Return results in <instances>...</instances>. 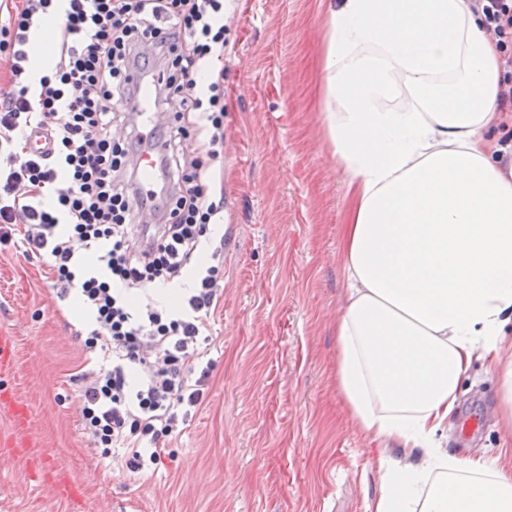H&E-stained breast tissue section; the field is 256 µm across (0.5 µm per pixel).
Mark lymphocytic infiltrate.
<instances>
[{
    "label": "lymphocytic infiltrate",
    "mask_w": 512,
    "mask_h": 512,
    "mask_svg": "<svg viewBox=\"0 0 512 512\" xmlns=\"http://www.w3.org/2000/svg\"><path fill=\"white\" fill-rule=\"evenodd\" d=\"M55 6L64 13L60 58L33 88L24 67L29 32ZM472 7L505 53L510 72L498 103L512 112V0ZM15 10L0 30L10 63L9 86L0 88V238L25 225V250L48 251L60 296H77L91 312L84 346L110 360L83 376V428L103 448L128 449L130 472L146 471L159 453L142 448V438L170 435L179 409L200 402L209 374L202 363L224 247L208 229L224 202L202 183L201 160L180 146L198 138L213 160L224 140V0H20ZM136 70L159 77L157 104L180 105L154 130L129 121ZM118 125L124 138L112 135ZM36 129L52 138L41 154L30 148ZM156 138L165 151L155 187L145 190L129 156ZM138 208L157 223H134ZM87 252L95 268L81 267ZM189 273L195 286L177 306L138 292Z\"/></svg>",
    "instance_id": "1"
}]
</instances>
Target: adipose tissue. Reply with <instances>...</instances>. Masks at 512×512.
Segmentation results:
<instances>
[{
	"mask_svg": "<svg viewBox=\"0 0 512 512\" xmlns=\"http://www.w3.org/2000/svg\"><path fill=\"white\" fill-rule=\"evenodd\" d=\"M322 80L349 178L335 385L350 421L399 455L367 512H512V454L448 453L462 376L501 363L512 427V147L489 133L505 71L468 0H341Z\"/></svg>",
	"mask_w": 512,
	"mask_h": 512,
	"instance_id": "ef3b65f1",
	"label": "adipose tissue"
}]
</instances>
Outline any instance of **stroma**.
<instances>
[{
    "label": "stroma",
    "mask_w": 512,
    "mask_h": 512,
    "mask_svg": "<svg viewBox=\"0 0 512 512\" xmlns=\"http://www.w3.org/2000/svg\"><path fill=\"white\" fill-rule=\"evenodd\" d=\"M336 4L224 0V148L208 171L224 221L209 233L234 231L202 399L160 440L148 475L83 429L77 377L91 314L59 298L48 254L0 242V336L14 341V368L0 374V437L12 434L10 404L21 400L30 454L0 450V512H365L378 493V442L350 422L334 384L348 195L318 71ZM497 375L484 358L464 375L449 452L512 448ZM472 417L483 429L464 433Z\"/></svg>",
    "instance_id": "stroma-1"
}]
</instances>
